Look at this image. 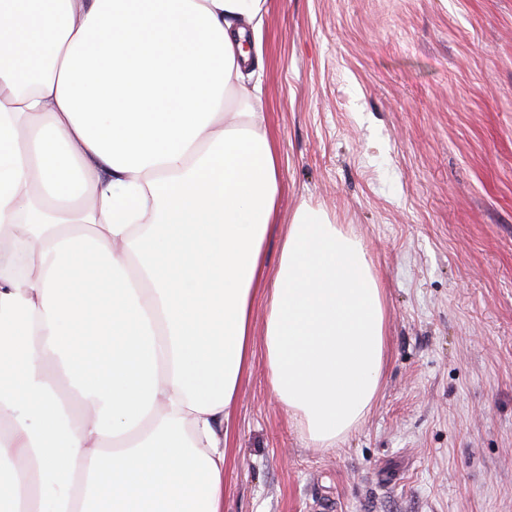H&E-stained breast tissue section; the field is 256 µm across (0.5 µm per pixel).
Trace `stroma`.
I'll return each mask as SVG.
<instances>
[{
  "label": "stroma",
  "mask_w": 512,
  "mask_h": 512,
  "mask_svg": "<svg viewBox=\"0 0 512 512\" xmlns=\"http://www.w3.org/2000/svg\"><path fill=\"white\" fill-rule=\"evenodd\" d=\"M281 160L269 272L307 200L385 288L380 393L314 448L266 378V308L224 512H512V0H268L255 35Z\"/></svg>",
  "instance_id": "1"
}]
</instances>
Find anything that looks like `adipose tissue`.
<instances>
[{
	"label": "adipose tissue",
	"mask_w": 512,
	"mask_h": 512,
	"mask_svg": "<svg viewBox=\"0 0 512 512\" xmlns=\"http://www.w3.org/2000/svg\"><path fill=\"white\" fill-rule=\"evenodd\" d=\"M268 0H0V512H224L265 297L288 420L338 447L375 404L386 296L301 201L246 47Z\"/></svg>",
	"instance_id": "ef3b65f1"
}]
</instances>
